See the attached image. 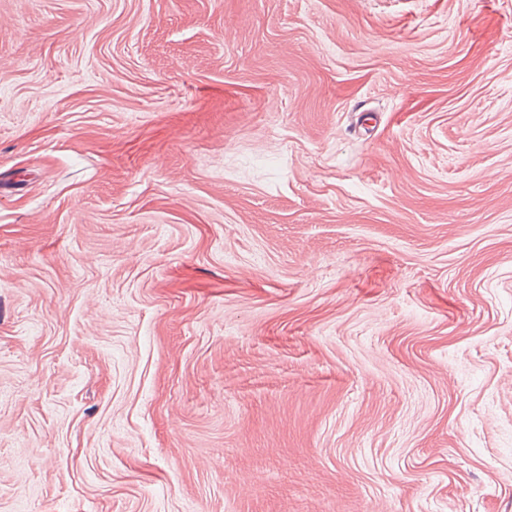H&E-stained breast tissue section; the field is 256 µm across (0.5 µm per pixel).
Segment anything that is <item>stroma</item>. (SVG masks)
<instances>
[{
	"instance_id": "stroma-1",
	"label": "stroma",
	"mask_w": 512,
	"mask_h": 512,
	"mask_svg": "<svg viewBox=\"0 0 512 512\" xmlns=\"http://www.w3.org/2000/svg\"><path fill=\"white\" fill-rule=\"evenodd\" d=\"M0 512H512V0H0Z\"/></svg>"
}]
</instances>
